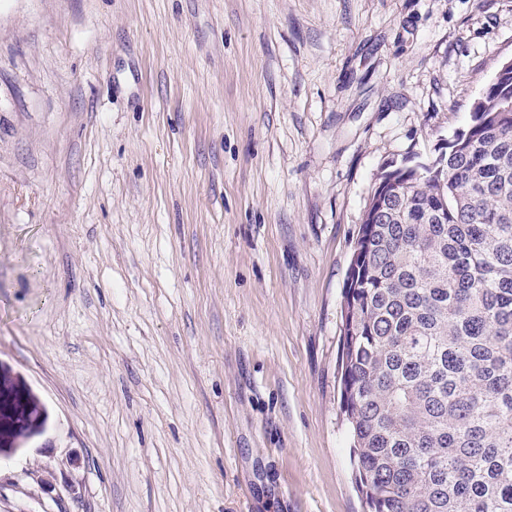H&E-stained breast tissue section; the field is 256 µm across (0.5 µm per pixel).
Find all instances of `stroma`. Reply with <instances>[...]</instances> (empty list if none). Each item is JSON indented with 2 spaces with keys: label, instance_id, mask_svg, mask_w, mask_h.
<instances>
[{
  "label": "stroma",
  "instance_id": "1",
  "mask_svg": "<svg viewBox=\"0 0 512 512\" xmlns=\"http://www.w3.org/2000/svg\"><path fill=\"white\" fill-rule=\"evenodd\" d=\"M512 0H0V512H363L343 289Z\"/></svg>",
  "mask_w": 512,
  "mask_h": 512
}]
</instances>
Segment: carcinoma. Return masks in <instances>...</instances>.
<instances>
[{"instance_id": "obj_1", "label": "carcinoma", "mask_w": 512, "mask_h": 512, "mask_svg": "<svg viewBox=\"0 0 512 512\" xmlns=\"http://www.w3.org/2000/svg\"><path fill=\"white\" fill-rule=\"evenodd\" d=\"M487 95L357 233L339 383L366 512H512V88Z\"/></svg>"}]
</instances>
